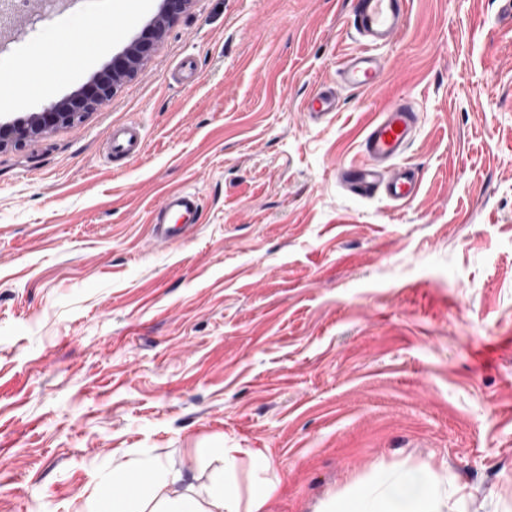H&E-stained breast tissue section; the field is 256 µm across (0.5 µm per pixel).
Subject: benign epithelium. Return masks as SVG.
Wrapping results in <instances>:
<instances>
[{"instance_id":"obj_1","label":"benign epithelium","mask_w":512,"mask_h":512,"mask_svg":"<svg viewBox=\"0 0 512 512\" xmlns=\"http://www.w3.org/2000/svg\"><path fill=\"white\" fill-rule=\"evenodd\" d=\"M190 3L191 0H162L158 15L125 51L113 58L109 73L87 83L67 104L50 106L48 111L38 114L25 126L1 123L0 147L3 146L1 140L5 138L37 135L47 127L72 123L86 112L105 104L116 86L133 76L139 63L161 39L166 27L175 22Z\"/></svg>"}]
</instances>
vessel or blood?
<instances>
[{"instance_id": "b4317fda", "label": "vessel or blood", "mask_w": 512, "mask_h": 512, "mask_svg": "<svg viewBox=\"0 0 512 512\" xmlns=\"http://www.w3.org/2000/svg\"><path fill=\"white\" fill-rule=\"evenodd\" d=\"M352 3V24L359 47L345 55L338 69L340 84L351 89L376 87L382 82L385 64L373 49L405 32L410 0H352ZM337 109V94L329 89L318 91L307 105L308 112L318 118L328 117ZM419 122L420 115L408 99L386 106L368 126L360 143L362 162L338 168V180L361 197L381 193L393 201L414 199L420 188L419 174L414 167L403 163L402 158ZM110 143L113 155L131 156L141 152L143 141L138 126L127 124L113 128ZM197 203V195L186 190L166 193L152 223L153 240L172 243L184 238L191 230Z\"/></svg>"}]
</instances>
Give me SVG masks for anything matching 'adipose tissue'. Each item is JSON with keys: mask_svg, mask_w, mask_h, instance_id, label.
Segmentation results:
<instances>
[{"mask_svg": "<svg viewBox=\"0 0 512 512\" xmlns=\"http://www.w3.org/2000/svg\"><path fill=\"white\" fill-rule=\"evenodd\" d=\"M241 449L223 451V466L214 472L205 498L176 492L184 475L148 463L113 473L98 493L109 501V512H261L275 490L272 481L253 482L248 496H241L235 471ZM248 455L253 468L269 469L262 451ZM444 505L434 474L426 468L367 484L329 504L328 512H441Z\"/></svg>", "mask_w": 512, "mask_h": 512, "instance_id": "obj_1", "label": "adipose tissue"}]
</instances>
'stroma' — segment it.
<instances>
[{"label":"stroma","mask_w":512,"mask_h":512,"mask_svg":"<svg viewBox=\"0 0 512 512\" xmlns=\"http://www.w3.org/2000/svg\"><path fill=\"white\" fill-rule=\"evenodd\" d=\"M137 2L36 0L0 29V74L94 40L0 124L106 73L161 5ZM351 25L350 0H193L107 104L0 148V512H101L100 479L139 460L200 496L222 448L271 459L263 512L421 467L443 512H512V20L410 0L382 83L310 118ZM401 96L421 187L398 206L336 169ZM121 123L141 156L113 157ZM178 189L196 224L154 243Z\"/></svg>","instance_id":"1"}]
</instances>
